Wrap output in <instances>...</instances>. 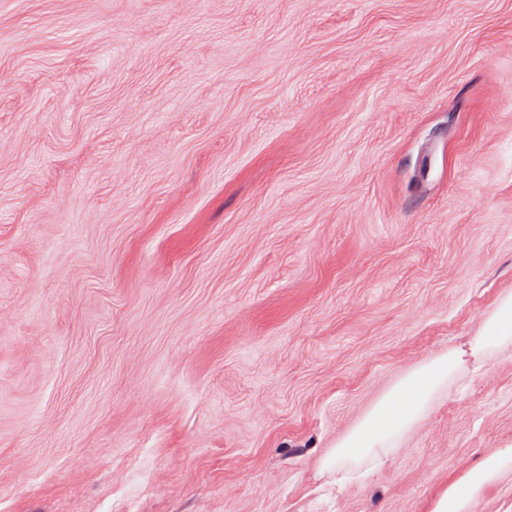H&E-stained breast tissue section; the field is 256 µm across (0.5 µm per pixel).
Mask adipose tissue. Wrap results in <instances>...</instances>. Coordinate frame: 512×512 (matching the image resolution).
I'll list each match as a JSON object with an SVG mask.
<instances>
[{"label": "adipose tissue", "instance_id": "adipose-tissue-1", "mask_svg": "<svg viewBox=\"0 0 512 512\" xmlns=\"http://www.w3.org/2000/svg\"><path fill=\"white\" fill-rule=\"evenodd\" d=\"M512 343V293L489 312L483 331L471 342L472 354ZM460 364L456 351L438 354L394 383L336 444L330 462L354 460L377 469L392 455L400 439L426 415L435 396ZM512 468L511 454L486 457L466 477L442 493L432 512H469L471 504L503 472Z\"/></svg>", "mask_w": 512, "mask_h": 512}]
</instances>
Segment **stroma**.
<instances>
[{
	"label": "stroma",
	"instance_id": "obj_1",
	"mask_svg": "<svg viewBox=\"0 0 512 512\" xmlns=\"http://www.w3.org/2000/svg\"><path fill=\"white\" fill-rule=\"evenodd\" d=\"M509 292L512 0H0V512H431L512 448ZM512 343V293L505 295L489 312L483 331L470 342L473 355L490 346ZM460 361V354L449 350L420 363L394 383L336 443L327 460L328 464L336 462V481L344 483L364 475L342 473L338 468L342 460L367 462L365 473L380 467L397 450L400 439L425 417Z\"/></svg>",
	"mask_w": 512,
	"mask_h": 512
}]
</instances>
